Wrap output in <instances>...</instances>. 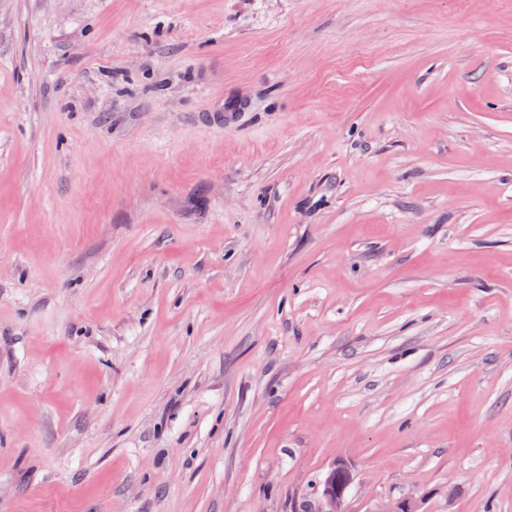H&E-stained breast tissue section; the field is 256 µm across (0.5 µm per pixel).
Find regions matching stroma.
<instances>
[{
    "label": "stroma",
    "instance_id": "stroma-1",
    "mask_svg": "<svg viewBox=\"0 0 512 512\" xmlns=\"http://www.w3.org/2000/svg\"><path fill=\"white\" fill-rule=\"evenodd\" d=\"M338 462L512 512V0H0V512Z\"/></svg>",
    "mask_w": 512,
    "mask_h": 512
}]
</instances>
